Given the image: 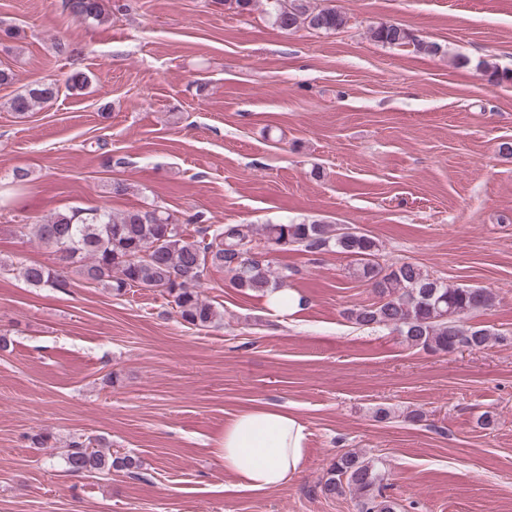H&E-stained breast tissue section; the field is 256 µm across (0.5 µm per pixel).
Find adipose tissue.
Here are the masks:
<instances>
[{
	"label": "adipose tissue",
	"instance_id": "adipose-tissue-1",
	"mask_svg": "<svg viewBox=\"0 0 512 512\" xmlns=\"http://www.w3.org/2000/svg\"><path fill=\"white\" fill-rule=\"evenodd\" d=\"M310 430L297 414L271 405L237 414L216 441L215 455L240 489L263 492L299 476Z\"/></svg>",
	"mask_w": 512,
	"mask_h": 512
}]
</instances>
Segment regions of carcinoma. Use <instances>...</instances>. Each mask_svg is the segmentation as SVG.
Wrapping results in <instances>:
<instances>
[{
	"instance_id": "obj_1",
	"label": "carcinoma",
	"mask_w": 512,
	"mask_h": 512,
	"mask_svg": "<svg viewBox=\"0 0 512 512\" xmlns=\"http://www.w3.org/2000/svg\"><path fill=\"white\" fill-rule=\"evenodd\" d=\"M70 15L92 24L110 16L103 0H62ZM269 17L285 33L302 28L333 32L344 28L349 17L335 7L317 8L312 0H271ZM374 41L415 52L438 53L435 43L422 41L398 24L381 23L371 28ZM58 93L56 84L36 82L10 101L18 114L29 112ZM194 229H189V225ZM39 242L65 255L74 272L87 284L101 285L120 295L130 288H149L173 299L180 318L197 328L223 320V314L203 298L197 283L211 266L231 274L234 287L266 292L286 288L293 272L274 268L269 262H253L240 269L237 261L254 244L281 249L290 246L308 252L329 250L353 259V277L372 285L377 301L347 312L355 324L393 330L411 346L435 352L459 347L480 349L494 333L479 325H467L464 317L491 307L494 296L484 288L450 287L412 262H379V243L363 232H338L318 220L290 224H226L211 228L205 216L195 214L181 222L155 205L113 213L102 208L57 212L34 225ZM24 279L36 287L65 288L66 277L39 266L22 268ZM64 466L71 474L131 470L137 460L129 455L112 456L94 446L89 437L77 436L68 446ZM386 469L381 463L348 451L330 464L321 491L335 496L350 492L361 512H398V504L382 499Z\"/></svg>"
}]
</instances>
